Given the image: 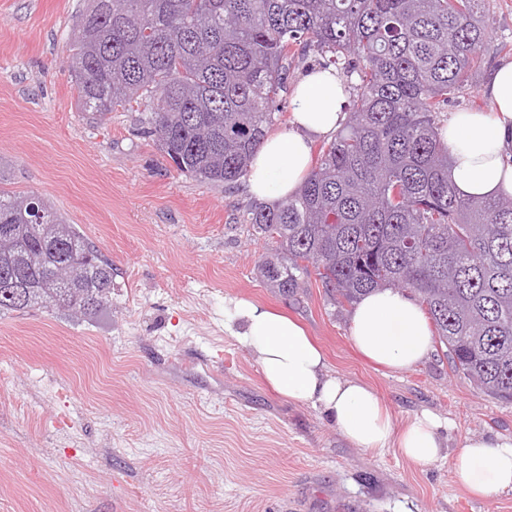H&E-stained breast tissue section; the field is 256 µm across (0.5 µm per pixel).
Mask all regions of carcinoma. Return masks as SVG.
Instances as JSON below:
<instances>
[{
  "mask_svg": "<svg viewBox=\"0 0 512 512\" xmlns=\"http://www.w3.org/2000/svg\"><path fill=\"white\" fill-rule=\"evenodd\" d=\"M485 0H92L72 45L81 107L145 106L177 170L235 184L284 114L310 51L355 79L348 117L301 190L246 211L279 251L260 264L288 295L328 301L382 287L413 295L453 371L512 400V196H464L440 134L490 50ZM0 314L112 306V263L40 196L0 189Z\"/></svg>",
  "mask_w": 512,
  "mask_h": 512,
  "instance_id": "1",
  "label": "carcinoma"
}]
</instances>
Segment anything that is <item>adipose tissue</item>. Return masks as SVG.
Returning a JSON list of instances; mask_svg holds the SVG:
<instances>
[{"instance_id": "adipose-tissue-1", "label": "adipose tissue", "mask_w": 512, "mask_h": 512, "mask_svg": "<svg viewBox=\"0 0 512 512\" xmlns=\"http://www.w3.org/2000/svg\"><path fill=\"white\" fill-rule=\"evenodd\" d=\"M488 110L455 112L444 128L449 175L461 194L512 195V59L499 61L481 91ZM348 91L334 71H310L290 96V127L267 136L247 180L261 201L293 195L311 169L316 139L346 119ZM224 327L250 351L269 385L288 399L319 408L351 445L388 448L426 465L443 457L449 421L424 411L404 426L395 422L367 385L329 371L305 330L288 316L239 300L224 310ZM350 342L371 362L395 371L415 367L432 352V332L422 308L407 292L382 289L361 297L350 314ZM453 469L469 491L488 497L512 491V438L465 440Z\"/></svg>"}]
</instances>
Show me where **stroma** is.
Masks as SVG:
<instances>
[{
    "mask_svg": "<svg viewBox=\"0 0 512 512\" xmlns=\"http://www.w3.org/2000/svg\"><path fill=\"white\" fill-rule=\"evenodd\" d=\"M88 0H0V189L35 192L112 263V307L0 316V512H512L473 497L449 459L418 465L347 442L272 389L224 330L248 300L297 320L336 375L366 383L397 426L428 410L448 449L512 437V402L453 372L446 350L405 371L368 362L350 311L316 281L283 296L259 265L245 182L176 170L138 110L81 109L70 44Z\"/></svg>",
    "mask_w": 512,
    "mask_h": 512,
    "instance_id": "1",
    "label": "stroma"
}]
</instances>
